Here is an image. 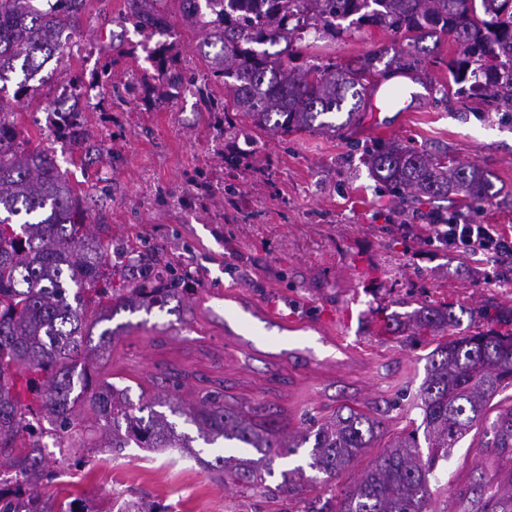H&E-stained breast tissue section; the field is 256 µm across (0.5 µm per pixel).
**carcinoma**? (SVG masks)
Instances as JSON below:
<instances>
[{
	"instance_id": "cac0c4a2",
	"label": "carcinoma",
	"mask_w": 512,
	"mask_h": 512,
	"mask_svg": "<svg viewBox=\"0 0 512 512\" xmlns=\"http://www.w3.org/2000/svg\"><path fill=\"white\" fill-rule=\"evenodd\" d=\"M178 3L182 24L202 33L199 54L208 76L232 99V110L273 136L297 132L336 136L349 129L365 102L373 54L352 65H295V43L312 36L310 48L336 38L340 21L381 28L407 40L394 59L402 67L420 62L423 42L441 34L460 44L462 57L448 63L457 93L478 94L498 110L512 112V0H125L119 18L154 43L148 55L154 73L133 76L131 95L144 87L154 104L171 96L168 86L189 90L194 75L168 56L177 34L167 4ZM87 0H0V512H78L73 503L54 510L41 496L46 469L44 438L80 425L77 406L89 409L102 430L104 447L192 448L194 438L176 430L168 415H182L207 445L232 442L260 457L218 456L209 464L224 482L265 487L272 462L311 444L309 467L333 477L351 467L381 438V422L347 407L295 439L262 415L247 416L207 392L184 409L166 402L169 413L147 403L135 406L129 387L93 384L78 359L94 327L122 312L151 313L181 301L192 273L152 252L120 242L103 243L85 224L82 190L60 171L55 149H28L17 142L6 110L28 95L27 82L54 59H62ZM278 47L271 52L269 48ZM113 62L90 78L71 81L89 100L112 79ZM24 81L7 90L11 75ZM54 140L82 148L88 131L81 112H50ZM366 163L404 205L455 197L468 210L494 196L488 173L461 164L448 152L418 151L395 142L365 146ZM458 318L451 307L423 306L410 321L417 336H438L418 394L420 428L402 432L364 469L359 481L336 497V512H430L431 478L439 462L486 420L490 402L512 385V331L475 329L451 333ZM148 415H142V412ZM48 422L52 428L44 427ZM427 451H422L419 436ZM297 468L277 491L300 495ZM120 512H169L130 500Z\"/></svg>"
}]
</instances>
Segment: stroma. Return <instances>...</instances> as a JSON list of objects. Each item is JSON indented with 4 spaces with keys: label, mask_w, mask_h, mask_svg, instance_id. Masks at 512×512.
I'll return each mask as SVG.
<instances>
[{
    "label": "stroma",
    "mask_w": 512,
    "mask_h": 512,
    "mask_svg": "<svg viewBox=\"0 0 512 512\" xmlns=\"http://www.w3.org/2000/svg\"><path fill=\"white\" fill-rule=\"evenodd\" d=\"M123 3L89 0L80 20L82 50L61 64L68 77L111 59L112 83L120 87L146 67L143 53L117 51L140 40L118 23ZM405 46L383 29L345 20L335 39L302 50L300 59L347 64L373 54L381 71ZM425 47L419 70L395 75L417 93L409 109L364 112L360 124L336 137H275L245 121L224 126L223 113L206 105L224 96L214 82L160 108L138 98L102 100L84 110V169L71 164L70 146L54 142L48 126L57 80L38 85L29 108L12 116L18 140L54 146L61 171L90 196L87 224L104 225L103 240L157 248L194 273L180 306L113 318L118 336L87 361L94 381L128 387L136 404L174 393L189 406L201 393L219 391L243 412L263 410L290 437L346 405L381 420L388 438L420 424L417 392L436 341L413 335L408 315L446 303L460 332L473 322L499 331L497 308L512 307V251L462 254L428 241L422 228L431 202H415L403 217L399 200L363 161V145L395 140L480 166L495 197L475 211L449 204L448 213L461 223L496 225L512 241V118L457 94L448 76L456 42L443 36ZM228 184L235 194H223ZM386 317L391 331L383 334L377 327ZM492 439L486 422L451 450L437 473L431 512H446L459 469L469 483L486 480L468 458ZM193 447L190 454L85 450L82 464L49 463L56 477L43 492L79 496L94 512L116 498L169 504L174 512H308L364 469L358 463L328 478L308 469L302 448L275 459L266 483L277 486L283 471L302 466L306 492L265 496L220 483L206 467L217 449L200 440Z\"/></svg>",
    "instance_id": "stroma-1"
}]
</instances>
